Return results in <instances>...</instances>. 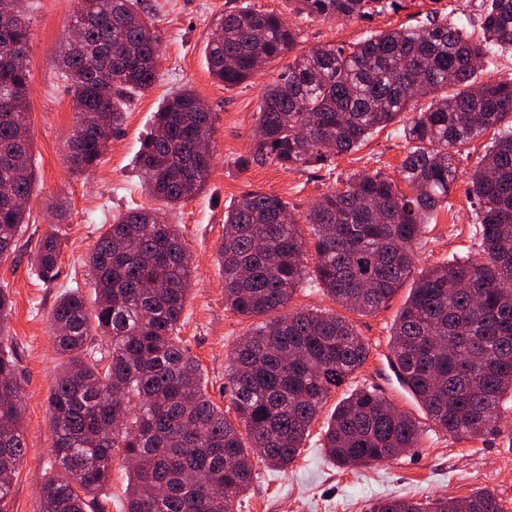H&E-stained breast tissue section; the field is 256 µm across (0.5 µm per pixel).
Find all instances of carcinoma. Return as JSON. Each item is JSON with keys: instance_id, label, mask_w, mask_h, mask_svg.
<instances>
[{"instance_id": "carcinoma-1", "label": "carcinoma", "mask_w": 512, "mask_h": 512, "mask_svg": "<svg viewBox=\"0 0 512 512\" xmlns=\"http://www.w3.org/2000/svg\"><path fill=\"white\" fill-rule=\"evenodd\" d=\"M28 0H0V186L28 199L34 182L29 138ZM292 12L328 20L382 13L399 0H292ZM475 38L433 19L389 29L348 48L294 56L261 95L253 149L238 165L272 160L285 169L324 167L407 115L398 183L354 173L295 215L277 195L247 193L224 217L217 249L224 302L262 323L233 348L227 373L231 421L205 393L202 370L180 333L192 258L176 225L157 210L113 218L88 253L93 309L79 289L57 300L54 344L63 357L48 398L51 451L64 471L41 481L38 512H100L98 493L114 455L131 467L126 512H234L254 462L286 470L331 389L367 361L368 344L344 317L280 313L306 278L313 247L316 286L338 305L370 314L411 276L414 248L458 178L457 148L491 130L469 176L480 251L430 265L413 281L390 338L399 380L434 425L455 440L499 435L512 423V80L478 82L475 61L512 48V0H480ZM71 26L82 41L61 51L59 74L77 113L66 162L82 174L106 151L123 109L158 78L161 37L142 0H78ZM283 17L241 6L224 13L206 46L213 78L227 87L291 52ZM425 107L417 106L422 99ZM137 166L142 186L174 208L206 185L211 112L189 88L154 115ZM22 205L0 199V260L16 251ZM312 228L306 242L300 223ZM62 243L45 234L31 264L50 278ZM12 312L0 288V512L26 454L24 382L3 342ZM106 338L101 367L87 343ZM422 428L374 390L337 404L322 437L337 467L371 465L419 447ZM370 512H508L491 490L463 499L380 498Z\"/></svg>"}]
</instances>
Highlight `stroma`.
Wrapping results in <instances>:
<instances>
[{
  "label": "stroma",
  "instance_id": "stroma-1",
  "mask_svg": "<svg viewBox=\"0 0 512 512\" xmlns=\"http://www.w3.org/2000/svg\"><path fill=\"white\" fill-rule=\"evenodd\" d=\"M32 39L28 52L29 125L35 181L27 204L26 224L16 254L0 260V287L12 300L8 336L26 389L23 417L26 455L14 481L9 512H37L44 476L60 466L51 452L48 396L61 359L50 330L57 297L79 288L93 301L94 288L84 263L115 215L130 208L158 207L141 186L135 159L151 130L161 103L180 88L193 90L212 114L214 161L205 188L180 207L167 211L190 251L192 289L186 299L180 335L198 360L208 397L222 410L231 408L228 357L237 340L257 321L234 313L224 303V276L216 250L224 236V215L252 191L274 194L303 214L339 181L356 172H379L398 180L407 145L404 118L378 130L358 150L334 159L331 166L295 170L273 161L237 165L250 153L260 96L287 65L279 58L232 88L209 73L206 45L225 11L250 4L253 9L284 15L297 33L296 52L331 44L349 45L383 30L411 26L434 15L457 20L459 0H400L398 10L355 21L302 18L288 0H145L162 36L159 78L149 92L135 97L97 165L81 175L66 163L67 141L75 124L71 98L58 78L60 53L71 28L77 0H29ZM491 141L482 135L460 146L455 155L458 179L449 207L438 208L415 248V268L477 252L476 206L467 177ZM65 203L66 217L54 221L51 207ZM56 231L63 249L58 271L46 280L30 257L48 231ZM409 294L400 288L392 300L368 315L349 313L356 331L369 345V357L342 385L333 389L312 423L296 460L283 472L256 464L248 491L235 512H368L384 497L463 498L476 490H494L512 512V441L506 436L454 440L436 428L416 399L399 383L390 363L392 325ZM377 390L397 408L414 416L423 429L417 450L387 461L340 469L322 446L324 426L336 404L353 389Z\"/></svg>",
  "mask_w": 512,
  "mask_h": 512
}]
</instances>
